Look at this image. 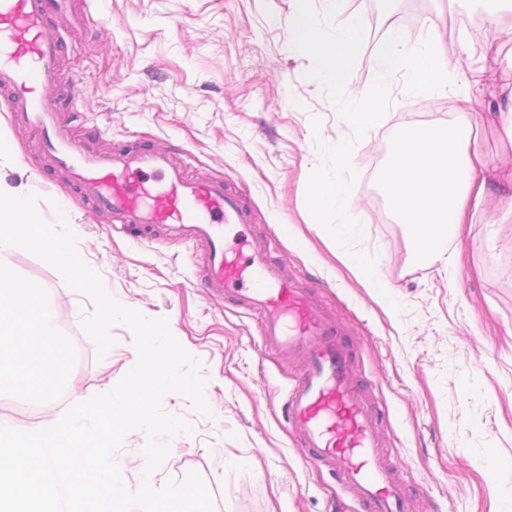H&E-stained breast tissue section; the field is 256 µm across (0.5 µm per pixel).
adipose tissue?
Here are the masks:
<instances>
[{
	"label": "adipose tissue",
	"instance_id": "obj_1",
	"mask_svg": "<svg viewBox=\"0 0 512 512\" xmlns=\"http://www.w3.org/2000/svg\"><path fill=\"white\" fill-rule=\"evenodd\" d=\"M288 21L290 50L310 59L322 82L344 84L351 49L360 37L361 24L337 26L333 39L319 36L317 21L306 0ZM380 80L369 88L350 90L342 107L344 132L338 133L331 167L315 177L311 209L316 223L328 224L334 215L355 209L359 188L349 173L350 145L345 132L377 125L389 102L387 79L404 71L412 94L447 92L456 82L457 57L453 44L438 36L410 40L398 26H390L371 59ZM491 169L473 137L468 113H457L451 125L403 127L392 136L381 191L390 207L409 227L420 260L444 267L457 265L456 246L465 225L481 223ZM333 223V222H332Z\"/></svg>",
	"mask_w": 512,
	"mask_h": 512
}]
</instances>
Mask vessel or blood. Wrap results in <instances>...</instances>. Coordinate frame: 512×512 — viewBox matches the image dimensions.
<instances>
[{
  "label": "vessel or blood",
  "mask_w": 512,
  "mask_h": 512,
  "mask_svg": "<svg viewBox=\"0 0 512 512\" xmlns=\"http://www.w3.org/2000/svg\"><path fill=\"white\" fill-rule=\"evenodd\" d=\"M83 19L75 0H0V91L11 101L10 123L35 133L50 164L113 223L164 229L189 249H205L207 288L253 313L267 346L305 359L286 412L308 460L329 467L341 490L356 491L364 512H409L381 453L379 417L351 379L350 350L335 318L271 261L265 240L242 234L249 222L242 200L221 179L189 175L170 152L103 154L68 133L61 103L79 100L83 89L70 84L53 97L46 89L64 63L59 30Z\"/></svg>",
  "instance_id": "b4317fda"
}]
</instances>
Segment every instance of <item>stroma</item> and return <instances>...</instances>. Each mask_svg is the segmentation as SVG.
Masks as SVG:
<instances>
[{
    "instance_id": "35a3bbf8",
    "label": "stroma",
    "mask_w": 512,
    "mask_h": 512,
    "mask_svg": "<svg viewBox=\"0 0 512 512\" xmlns=\"http://www.w3.org/2000/svg\"><path fill=\"white\" fill-rule=\"evenodd\" d=\"M342 0L327 13L307 0L322 37L350 19L362 24L344 85L315 80L308 59L288 51L295 0H86L87 30L65 34L64 82L82 86L73 104L76 139L109 152L128 147L182 154L188 166L246 200L251 234L270 244L273 262L311 287L336 317L353 349L352 377L375 408L383 452L410 494L411 512H493L502 486L512 484V220L499 207L512 195V141L489 108L512 86V11L485 0L459 9L450 0ZM502 38L484 53L489 22ZM410 39L428 29L463 33L455 46L457 83L475 64L490 78L470 107L473 135L498 177L484 202L488 223L469 225L460 267L420 263L408 231L379 189L391 138L401 126H433L463 109L457 94L408 95L402 74L388 79L391 102L379 124L350 131V172L359 187L356 236L337 241L310 207L319 168L331 165L344 86L370 87L379 75L370 60L389 26ZM0 92V137L14 143V161L0 179L31 185L45 220L67 206L79 226L83 259L98 267L106 288L145 316L171 321L174 335L202 362L213 418L195 413L177 393L165 411L187 418L193 434L170 438L159 480H204L215 512H361L356 494L338 489L328 468L305 462L284 417L288 385L303 369L301 355L266 347L255 316L225 305L203 285L204 252L177 240L112 228V218L83 200L65 172L51 167L32 135L11 126ZM362 253L392 284L397 311L385 308L343 261ZM11 268L49 295L52 321L65 334L80 328L89 296L28 251ZM111 354L98 357L85 340L83 361L64 402L33 404L0 396V415L24 426L57 421L64 403L113 388L137 360L133 334L112 327ZM492 449L506 463L489 469L478 457ZM242 459L221 468L222 457Z\"/></svg>"
}]
</instances>
